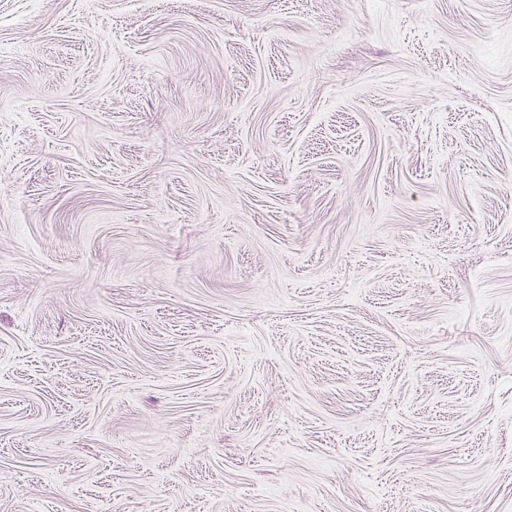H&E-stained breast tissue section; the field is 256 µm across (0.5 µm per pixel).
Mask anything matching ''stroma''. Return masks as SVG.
Returning <instances> with one entry per match:
<instances>
[{
	"mask_svg": "<svg viewBox=\"0 0 512 512\" xmlns=\"http://www.w3.org/2000/svg\"><path fill=\"white\" fill-rule=\"evenodd\" d=\"M0 512H512V0H0Z\"/></svg>",
	"mask_w": 512,
	"mask_h": 512,
	"instance_id": "35a3bbf8",
	"label": "stroma"
}]
</instances>
